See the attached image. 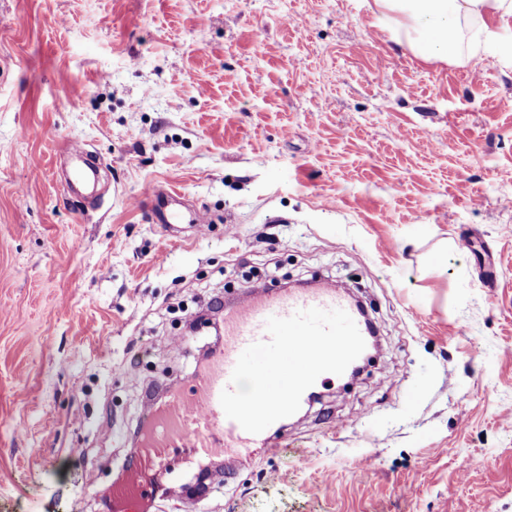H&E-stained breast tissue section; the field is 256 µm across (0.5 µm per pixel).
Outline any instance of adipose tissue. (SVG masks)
Wrapping results in <instances>:
<instances>
[{
    "instance_id": "adipose-tissue-1",
    "label": "adipose tissue",
    "mask_w": 512,
    "mask_h": 512,
    "mask_svg": "<svg viewBox=\"0 0 512 512\" xmlns=\"http://www.w3.org/2000/svg\"><path fill=\"white\" fill-rule=\"evenodd\" d=\"M374 5L396 42L428 62L476 60L482 44L494 38L484 17L512 14V0H374Z\"/></svg>"
}]
</instances>
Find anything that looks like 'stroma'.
Returning a JSON list of instances; mask_svg holds the SVG:
<instances>
[{
	"instance_id": "35a3bbf8",
	"label": "stroma",
	"mask_w": 512,
	"mask_h": 512,
	"mask_svg": "<svg viewBox=\"0 0 512 512\" xmlns=\"http://www.w3.org/2000/svg\"><path fill=\"white\" fill-rule=\"evenodd\" d=\"M372 5L0 0V512H99L150 389L217 349L182 324L287 279L360 300L376 358L148 512H512V16L475 81Z\"/></svg>"
}]
</instances>
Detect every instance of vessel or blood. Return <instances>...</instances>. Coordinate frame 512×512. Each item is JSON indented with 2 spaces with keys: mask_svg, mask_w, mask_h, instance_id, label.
I'll use <instances>...</instances> for the list:
<instances>
[{
  "mask_svg": "<svg viewBox=\"0 0 512 512\" xmlns=\"http://www.w3.org/2000/svg\"><path fill=\"white\" fill-rule=\"evenodd\" d=\"M311 307L342 309L356 325L364 323L355 302L336 287L323 284L276 292L260 288L245 302L228 308L224 313L221 349L188 384L171 392L164 407L147 413L140 435L141 451L122 482L113 486V501L126 506L147 500L152 486L142 474L148 469L169 473L171 490H179L180 477L171 470L172 458L179 455L197 466L219 455L242 458L259 444L270 450L278 448V437L269 431L252 434L229 419L220 395L229 388L232 371L243 350L252 343L267 340L265 323L269 317L286 318Z\"/></svg>",
  "mask_w": 512,
  "mask_h": 512,
  "instance_id": "b4317fda",
  "label": "vessel or blood"
}]
</instances>
